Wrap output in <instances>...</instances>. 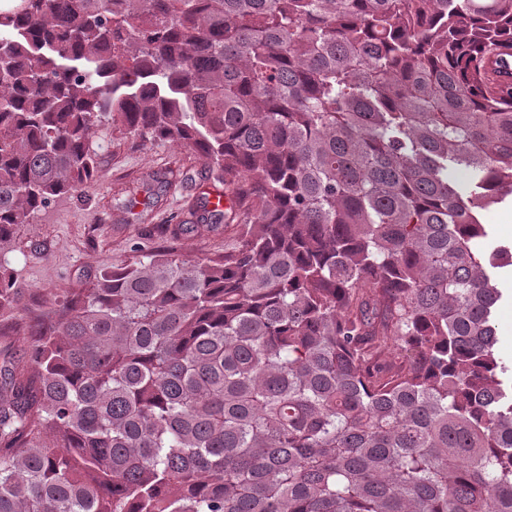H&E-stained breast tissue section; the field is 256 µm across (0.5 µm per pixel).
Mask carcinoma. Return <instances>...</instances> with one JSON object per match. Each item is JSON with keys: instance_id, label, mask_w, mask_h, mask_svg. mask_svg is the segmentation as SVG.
Wrapping results in <instances>:
<instances>
[{"instance_id": "obj_1", "label": "carcinoma", "mask_w": 512, "mask_h": 512, "mask_svg": "<svg viewBox=\"0 0 512 512\" xmlns=\"http://www.w3.org/2000/svg\"><path fill=\"white\" fill-rule=\"evenodd\" d=\"M500 48L512 0H8L0 249L92 182L104 116L235 199L179 233L237 239L102 270L27 326L0 512H512V246H475L512 195ZM493 54H499L494 56L487 67L488 73L493 76L499 86L503 89L512 87V77H510V72H512V58L510 56V51H502ZM508 56V58L506 57ZM500 271V279L501 288H509L504 291V298L500 302L499 311H498V320H497V333L499 337L498 344V352L499 355L506 361L509 365L512 362V341H511V329H510V315L512 312V302L507 298V291L510 293L512 290V267H506L499 269ZM502 312V315H501ZM507 314L509 320L508 330L505 329L503 324V316ZM500 315H501V326H500ZM501 328V329H500ZM501 336V338H500Z\"/></svg>"}]
</instances>
